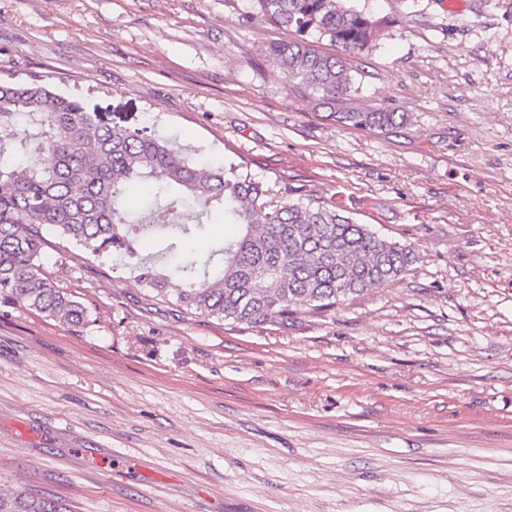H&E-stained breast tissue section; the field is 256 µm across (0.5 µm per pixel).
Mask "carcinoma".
Listing matches in <instances>:
<instances>
[{
	"instance_id": "obj_1",
	"label": "carcinoma",
	"mask_w": 512,
	"mask_h": 512,
	"mask_svg": "<svg viewBox=\"0 0 512 512\" xmlns=\"http://www.w3.org/2000/svg\"><path fill=\"white\" fill-rule=\"evenodd\" d=\"M247 22L271 24L294 36L262 50L264 61L292 87L326 104L354 88L349 57L372 51L385 21L349 5L351 0H247ZM326 41L340 53L317 49ZM327 118L355 129L388 131L406 121L393 110L348 109ZM38 149L39 166L20 162ZM137 185L153 194L136 220L117 207ZM274 188L243 164H201L168 142L114 125L85 110L80 99L44 80L0 81V293L69 328L88 310L46 275L45 229L60 244L93 255L125 247L136 261L147 296L194 317L228 324L280 325L299 308L334 311L365 292L384 288L410 263L405 246L356 222L346 209L301 187ZM218 208L241 226L240 236L213 244L206 257L188 254L159 268L136 248L149 230L170 258L201 227L193 205ZM0 512H62L58 501L0 487Z\"/></svg>"
}]
</instances>
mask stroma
I'll use <instances>...</instances> for the list:
<instances>
[{
    "mask_svg": "<svg viewBox=\"0 0 512 512\" xmlns=\"http://www.w3.org/2000/svg\"><path fill=\"white\" fill-rule=\"evenodd\" d=\"M392 24L350 108L255 68L243 0H0V79L331 198L406 245L340 309L232 327L149 299L115 254L48 245L85 303L0 294V484L68 512H512V0H355ZM326 118L355 129H368L389 131L404 124L406 121L403 112L376 108V109H348L341 112H329Z\"/></svg>",
    "mask_w": 512,
    "mask_h": 512,
    "instance_id": "stroma-1",
    "label": "stroma"
}]
</instances>
